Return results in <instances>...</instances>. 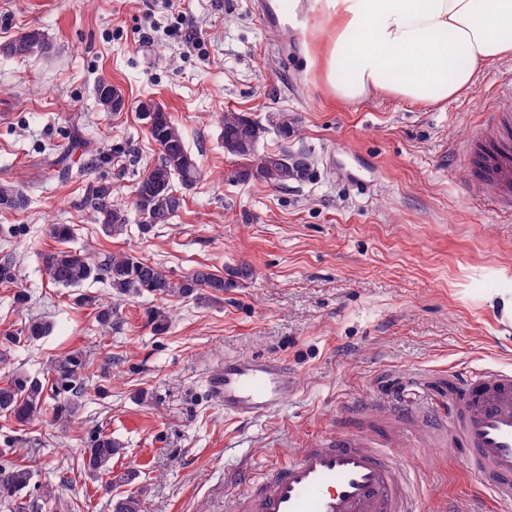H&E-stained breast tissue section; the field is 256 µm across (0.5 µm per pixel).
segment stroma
I'll use <instances>...</instances> for the list:
<instances>
[{
	"label": "stroma",
	"mask_w": 512,
	"mask_h": 512,
	"mask_svg": "<svg viewBox=\"0 0 512 512\" xmlns=\"http://www.w3.org/2000/svg\"><path fill=\"white\" fill-rule=\"evenodd\" d=\"M0 0V42L41 28L46 55L0 57V184L20 189L24 209L0 211V253L17 262L16 287L0 285V335L28 317L49 336L12 350L29 372L86 350L88 395L65 428L35 421L13 441L0 420V450L25 458L46 442L39 481L76 512H108L106 476L90 477L80 452L104 431L125 445L113 472L133 468L148 489L143 512H224V474L286 457L358 424L411 459L425 499L461 512L479 491L449 453L448 377L468 367H512V323L487 295L512 289V212L468 196L460 143L485 121L512 59L486 65L464 95L432 107L375 93L331 96L305 45L325 39L319 20L301 29L310 0ZM108 81L128 107L105 112L95 88ZM152 99L181 125L199 168L186 206L151 230L108 236L75 202L88 180L112 184L131 205L140 176L159 155L135 110ZM254 119L286 110L299 119L315 175L285 189L239 184L218 119L224 109ZM84 161L107 155L85 178L62 177L54 160L75 136ZM52 224H70V249L100 258L128 252L174 277L200 265L249 264L254 277L224 299H170L168 330L147 325L154 299H120L101 282L54 287L40 255L56 249ZM26 289L27 310L12 304ZM116 309L102 335L96 309ZM287 359L299 391L281 411L252 422L225 418L208 392L225 356ZM106 376H99V369Z\"/></svg>",
	"instance_id": "35a3bbf8"
}]
</instances>
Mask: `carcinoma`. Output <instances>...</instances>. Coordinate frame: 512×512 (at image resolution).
I'll return each mask as SVG.
<instances>
[{"instance_id":"obj_1","label":"carcinoma","mask_w":512,"mask_h":512,"mask_svg":"<svg viewBox=\"0 0 512 512\" xmlns=\"http://www.w3.org/2000/svg\"><path fill=\"white\" fill-rule=\"evenodd\" d=\"M46 34L37 27L22 32L13 40L0 44L4 56L26 57L49 52ZM141 119L153 120L149 129L158 146L157 161L149 166L135 188L134 206L142 219L141 229L150 230L168 224L186 204L183 190L197 180L199 171L179 125L164 107L154 101H141L136 106ZM224 152L238 160L233 179L246 183L244 174H254L261 183L273 188H286L313 178L314 168L309 151L282 147L275 153H259V146L269 133L286 143L299 137L298 119L280 110L271 112L262 123L247 115L226 109L220 120ZM158 186L162 198L148 197V188ZM25 200L11 185L0 186V209H17ZM76 207L88 213L107 235H119L129 225L128 211L112 201V184L102 178L88 183ZM41 264L50 282L62 288H80L89 281H104L117 297L151 296L155 299L178 298L194 302L219 301L224 289L240 288L253 277L252 268L242 263L220 273L206 266L180 278H172L157 262L145 261L126 252H115L102 260L58 249L42 254ZM17 281L16 262L11 254L0 256V284ZM148 324L156 334L169 327L166 308L152 306L146 310ZM50 323L30 318L19 332L0 337V364L8 360L11 347L22 342L38 341L50 334ZM89 358L75 349L50 361L43 375L17 368L0 381V416L6 421L25 425L52 411L53 422H71L86 396ZM122 444L109 434H98L83 451L82 466L91 476L110 471L112 459L123 454ZM35 464L4 460L0 462V507L6 512H53L57 503L52 485L37 481ZM36 493H31V490ZM147 489L110 498L111 512H142V499Z\"/></svg>"}]
</instances>
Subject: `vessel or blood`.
Masks as SVG:
<instances>
[{
  "mask_svg": "<svg viewBox=\"0 0 512 512\" xmlns=\"http://www.w3.org/2000/svg\"><path fill=\"white\" fill-rule=\"evenodd\" d=\"M495 92V107L461 153L469 192L512 211V77L502 78ZM298 389L287 363L264 355L225 357L209 376L213 402L241 422L279 411ZM448 432L501 512H512V370L473 368L453 377ZM230 481L247 489L230 512H420L415 466L352 426Z\"/></svg>",
  "mask_w": 512,
  "mask_h": 512,
  "instance_id": "1",
  "label": "vessel or blood"
}]
</instances>
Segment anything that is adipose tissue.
Masks as SVG:
<instances>
[{"label":"adipose tissue","instance_id":"1","mask_svg":"<svg viewBox=\"0 0 512 512\" xmlns=\"http://www.w3.org/2000/svg\"><path fill=\"white\" fill-rule=\"evenodd\" d=\"M328 23L311 45L329 92L378 91L415 105L459 97L484 65L512 58V0H314Z\"/></svg>","mask_w":512,"mask_h":512}]
</instances>
